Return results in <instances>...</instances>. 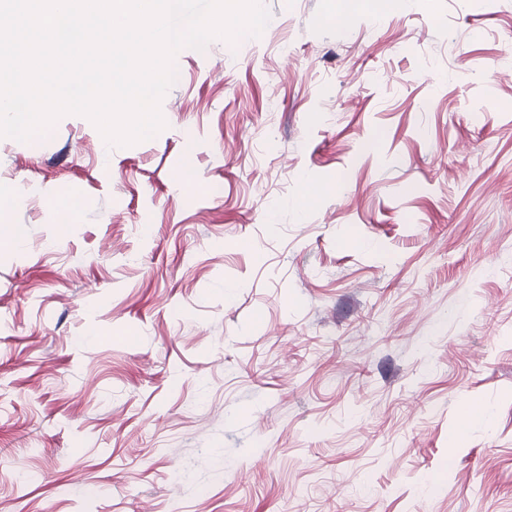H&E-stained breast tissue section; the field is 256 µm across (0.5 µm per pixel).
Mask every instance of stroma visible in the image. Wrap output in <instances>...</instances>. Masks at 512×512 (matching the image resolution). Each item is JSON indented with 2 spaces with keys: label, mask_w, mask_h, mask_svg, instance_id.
Segmentation results:
<instances>
[{
  "label": "stroma",
  "mask_w": 512,
  "mask_h": 512,
  "mask_svg": "<svg viewBox=\"0 0 512 512\" xmlns=\"http://www.w3.org/2000/svg\"><path fill=\"white\" fill-rule=\"evenodd\" d=\"M262 2L0 137V512H512V0Z\"/></svg>",
  "instance_id": "1"
}]
</instances>
